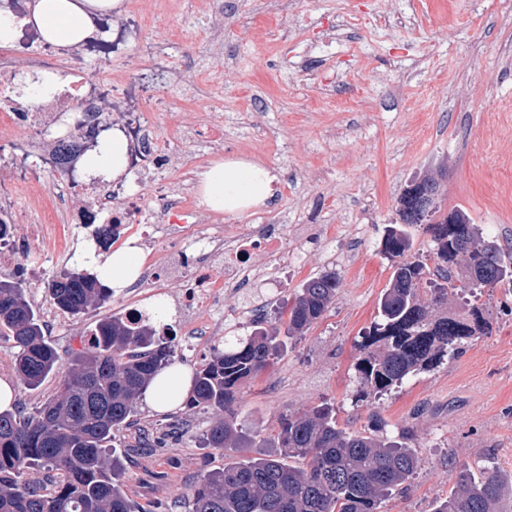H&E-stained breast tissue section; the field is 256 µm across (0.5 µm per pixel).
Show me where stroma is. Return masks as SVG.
Returning a JSON list of instances; mask_svg holds the SVG:
<instances>
[{
    "instance_id": "stroma-1",
    "label": "stroma",
    "mask_w": 512,
    "mask_h": 512,
    "mask_svg": "<svg viewBox=\"0 0 512 512\" xmlns=\"http://www.w3.org/2000/svg\"><path fill=\"white\" fill-rule=\"evenodd\" d=\"M132 64L117 61L118 90L134 89L158 133L172 141L173 176L199 174L216 160L254 161L275 170L274 192L238 214L214 213L231 230L278 224L286 250L301 259L279 285L280 300L301 284L336 271V301L286 353L236 394L243 430L274 435L281 416L328 402L353 430L386 423L409 430L422 464L408 489L382 512H432L460 467L496 468L512 477V287L471 296L484 306L489 335L459 357L422 373L375 403L358 401L359 341L377 313L392 268L381 252L411 182L441 173V206L463 209L484 237L512 251V0H154L134 16ZM171 67L190 82L141 81ZM201 100L224 116V147L187 139L201 123ZM269 286L226 294L224 310L250 309L220 335H168L187 368H195L226 335L273 321ZM152 306L159 321L176 310L169 297L124 296L46 328L61 367L96 322L123 316L131 303ZM12 343L0 335V380L12 383L16 408L34 412L56 392L57 377L24 385ZM221 410L183 403L154 410L138 400L132 426L116 432L112 458L139 512H189L195 489L223 468L224 451L203 434Z\"/></svg>"
}]
</instances>
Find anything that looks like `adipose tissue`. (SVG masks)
<instances>
[{
  "instance_id": "ef3b65f1",
  "label": "adipose tissue",
  "mask_w": 512,
  "mask_h": 512,
  "mask_svg": "<svg viewBox=\"0 0 512 512\" xmlns=\"http://www.w3.org/2000/svg\"><path fill=\"white\" fill-rule=\"evenodd\" d=\"M113 0H37L36 24L46 38L68 49L83 36L87 9L112 7ZM276 175L256 162L216 161L200 175L202 199L217 212L240 213L263 204L272 192ZM138 248L124 246L107 256L86 253L88 264L109 278L115 289L130 286L139 274ZM191 372L182 365L161 371L145 392L147 402L157 410L177 407L191 386Z\"/></svg>"
}]
</instances>
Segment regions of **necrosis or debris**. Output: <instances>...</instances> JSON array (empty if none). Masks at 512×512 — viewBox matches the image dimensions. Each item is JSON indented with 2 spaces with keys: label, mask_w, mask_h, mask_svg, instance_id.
Segmentation results:
<instances>
[{
  "label": "necrosis or debris",
  "mask_w": 512,
  "mask_h": 512,
  "mask_svg": "<svg viewBox=\"0 0 512 512\" xmlns=\"http://www.w3.org/2000/svg\"><path fill=\"white\" fill-rule=\"evenodd\" d=\"M88 26L90 32L80 43L84 49L110 46L117 50L132 38L121 16L95 15ZM28 37L26 48L0 49V127L11 132L0 139V163L10 165L0 175V223L10 227L0 237V273L10 276L21 271L29 281L39 282L49 249H56L63 260L73 257L68 245L59 240L64 224H114L148 244L166 241V249L143 267L139 283L157 291L173 288L182 329L202 332L218 327L224 291L246 283L253 253H264L274 269L287 267L288 253L278 226L262 224L225 235L223 225L212 223L199 208L193 182L186 177L162 184L156 197L157 203L175 207L182 223H136L142 207L143 172L139 169L134 170L132 182L117 185L99 176L88 177L83 187L87 202L61 213L41 200L38 177L23 166V159L37 153L58 169L71 168L98 146L102 132L111 130L118 105L89 73L74 66L71 57L61 56L40 30L30 31ZM122 128L131 162L146 161L156 170L168 167L171 149L148 119H125ZM20 185L27 188L30 199L38 201L42 215L41 223L22 231L13 227ZM189 247L197 253L190 265L184 262Z\"/></svg>",
  "instance_id": "obj_1"
}]
</instances>
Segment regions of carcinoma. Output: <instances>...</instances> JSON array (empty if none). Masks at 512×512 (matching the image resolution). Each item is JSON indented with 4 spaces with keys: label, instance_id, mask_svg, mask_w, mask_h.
I'll use <instances>...</instances> for the list:
<instances>
[{
    "label": "carcinoma",
    "instance_id": "1",
    "mask_svg": "<svg viewBox=\"0 0 512 512\" xmlns=\"http://www.w3.org/2000/svg\"><path fill=\"white\" fill-rule=\"evenodd\" d=\"M440 183L428 176L404 190L399 223L388 229L382 252L393 272L378 300V319L364 332L356 365L357 397L365 401L400 387L463 353L491 332L483 308H448L451 296L477 288L512 286V258L462 209L442 211ZM421 228L433 247L428 258L413 252L409 229ZM339 279L327 272L307 279L278 325L262 322L240 336L224 337L193 375L191 404L219 408L224 420L204 435L211 448L235 453L255 442L238 427L236 393L284 353L277 341L302 335L336 301ZM113 291L88 269L74 268L50 284L53 303L73 316L112 298ZM0 328L12 337L16 369L36 389L60 375L55 396L35 413L0 412V512H137L105 464L112 432L131 423L136 402L152 379L172 364L173 350L156 341L154 314L98 322L87 345L59 373V356L44 322L20 282L0 281ZM261 446L274 452L226 462L206 474L190 512H379L420 467L413 436L384 432L380 422L363 431L342 426L322 402L280 418L279 430ZM38 469L53 488L27 480ZM512 486L492 470L478 477L459 472L450 495L434 512H512Z\"/></svg>",
    "mask_w": 512,
    "mask_h": 512
}]
</instances>
